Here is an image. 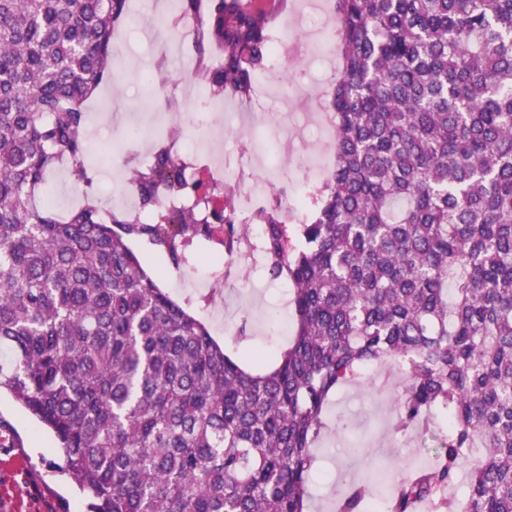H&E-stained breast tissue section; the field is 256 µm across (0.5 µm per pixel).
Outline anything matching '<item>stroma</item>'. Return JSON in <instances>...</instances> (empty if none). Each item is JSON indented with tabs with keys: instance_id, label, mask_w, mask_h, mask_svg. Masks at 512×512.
<instances>
[{
	"instance_id": "1",
	"label": "stroma",
	"mask_w": 512,
	"mask_h": 512,
	"mask_svg": "<svg viewBox=\"0 0 512 512\" xmlns=\"http://www.w3.org/2000/svg\"><path fill=\"white\" fill-rule=\"evenodd\" d=\"M269 25L288 30V52L296 66L264 60L256 77L266 85V94L247 107L236 102L223 107L224 134L220 145L224 157L237 176L225 184L231 198H238L244 182L260 173L251 157L256 133L273 128L283 109L280 93L291 94L289 125L295 136L285 139L283 151L269 176L270 189H290L301 178L302 160L311 152L327 151V143L315 133L313 113L323 108L320 99L294 95L299 83L318 79L320 89H328L338 69L337 60L319 63L307 48V38L296 23L311 18V0H258ZM119 29L131 37L129 49L120 51L115 63L122 76L118 82L102 86L89 101V148L86 162L95 170L109 166L124 170L128 163L141 162V155L114 157L103 152L102 144L118 138L113 125L135 117L156 123L158 109L151 103L137 79L141 68L160 57L155 41L147 38L138 18L121 20ZM178 57L168 64L171 78L184 83L179 103L184 112L198 107L197 93L202 85L190 67L191 53L184 42H177ZM143 257L144 266L156 274L159 284L180 304L190 305L203 319L212 336L228 349L242 354L272 355L294 332L290 304L291 291L281 281L271 280L261 256L254 249H241L238 256L224 262V312L216 314L201 303L200 289L191 287L183 275L185 265L173 264L166 253L142 240L131 243ZM403 383L399 370L374 365L368 367L362 383L342 388L328 408L329 420L344 418L349 432H336L323 438L315 451L317 465L311 475L309 512H336V500L345 491L347 477L363 479L383 469L400 470L405 461L415 466L429 465L431 457L423 438L412 431L394 433V396ZM62 457L49 434L9 396L0 397V512H86L84 496L61 475Z\"/></svg>"
}]
</instances>
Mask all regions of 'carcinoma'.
I'll list each match as a JSON object with an SVG mask.
<instances>
[{"instance_id": "obj_1", "label": "carcinoma", "mask_w": 512, "mask_h": 512, "mask_svg": "<svg viewBox=\"0 0 512 512\" xmlns=\"http://www.w3.org/2000/svg\"><path fill=\"white\" fill-rule=\"evenodd\" d=\"M126 4L0 0V394L54 435L88 512H308L325 411L376 362L406 373L396 429L446 417L386 512H512V0H334L336 161L303 246L280 204L252 215L267 274L292 284L271 361L227 352L130 247L177 263L210 223L226 248L247 233L227 203L151 219L159 191L203 186L179 132L129 170L139 210L93 201L85 103ZM182 38L209 97L247 94L270 54L247 0H212ZM63 163L83 201L60 213L40 195ZM374 499L353 481L338 512Z\"/></svg>"}]
</instances>
